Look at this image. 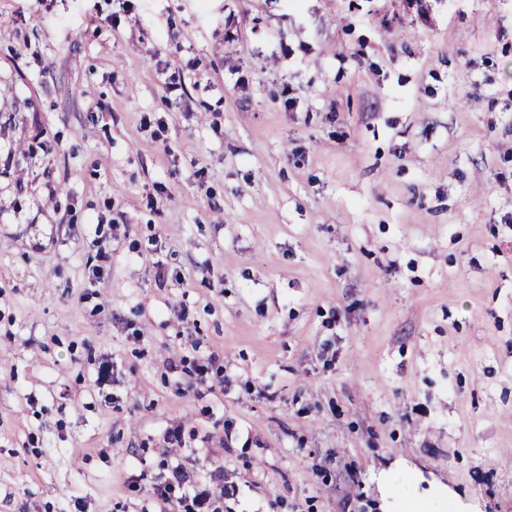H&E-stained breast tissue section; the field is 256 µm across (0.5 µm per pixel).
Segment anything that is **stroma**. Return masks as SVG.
I'll return each instance as SVG.
<instances>
[{
	"label": "stroma",
	"mask_w": 512,
	"mask_h": 512,
	"mask_svg": "<svg viewBox=\"0 0 512 512\" xmlns=\"http://www.w3.org/2000/svg\"><path fill=\"white\" fill-rule=\"evenodd\" d=\"M166 460L512 512V0H0V512Z\"/></svg>",
	"instance_id": "35a3bbf8"
}]
</instances>
